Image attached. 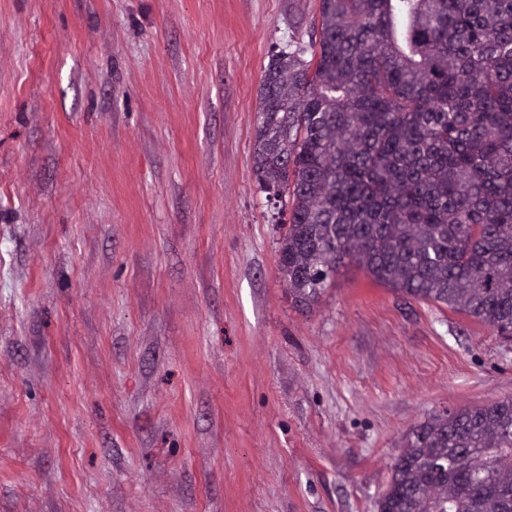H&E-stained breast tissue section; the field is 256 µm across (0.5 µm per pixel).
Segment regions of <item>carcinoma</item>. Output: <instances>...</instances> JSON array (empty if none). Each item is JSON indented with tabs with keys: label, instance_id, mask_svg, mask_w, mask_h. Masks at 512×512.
Listing matches in <instances>:
<instances>
[{
	"label": "carcinoma",
	"instance_id": "obj_1",
	"mask_svg": "<svg viewBox=\"0 0 512 512\" xmlns=\"http://www.w3.org/2000/svg\"><path fill=\"white\" fill-rule=\"evenodd\" d=\"M253 161L296 301L348 258L512 336V0H321L319 41L269 59ZM377 512H512V397L413 426Z\"/></svg>",
	"mask_w": 512,
	"mask_h": 512
}]
</instances>
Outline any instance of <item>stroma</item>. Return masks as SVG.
Segmentation results:
<instances>
[{"mask_svg": "<svg viewBox=\"0 0 512 512\" xmlns=\"http://www.w3.org/2000/svg\"><path fill=\"white\" fill-rule=\"evenodd\" d=\"M320 0H0V512H377L512 340L344 261L310 307L256 180Z\"/></svg>", "mask_w": 512, "mask_h": 512, "instance_id": "1", "label": "stroma"}]
</instances>
